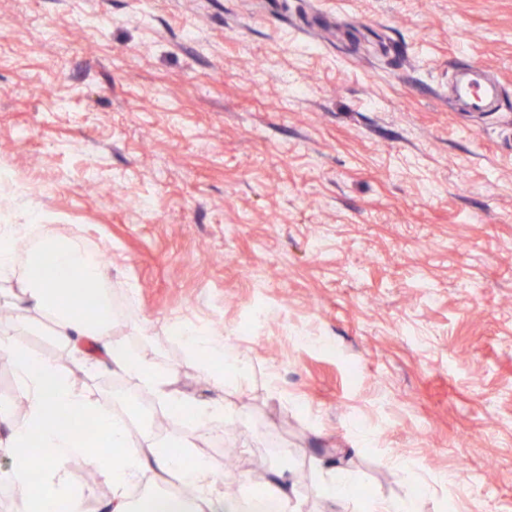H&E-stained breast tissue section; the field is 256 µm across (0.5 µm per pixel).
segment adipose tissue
Masks as SVG:
<instances>
[{"mask_svg":"<svg viewBox=\"0 0 512 512\" xmlns=\"http://www.w3.org/2000/svg\"><path fill=\"white\" fill-rule=\"evenodd\" d=\"M105 279L103 264L92 259L81 242L60 238L50 225H43L39 244L27 257L24 316L34 325L49 320L54 340L74 352L82 339L93 338L102 363L152 389L174 417H186L196 427H222L231 412L223 400L200 402L171 389L169 374L154 370L113 339ZM183 342L200 356L201 369L219 390L224 377L218 367L239 370L247 363L245 356L227 352L222 341L205 332L186 331ZM0 352L9 356L20 383L16 401L0 402V425L8 431L6 439H0V452L11 457L6 479L23 497L27 512H55L59 506L64 512H86L84 496L73 490L66 469L67 461L77 455L90 456L95 471L111 483L109 512H143L141 503L131 502L129 489L145 478L157 487L150 496L154 512H240L239 500L220 489L209 464L157 436H134L126 417L93 398L68 370L16 342L7 322L0 324ZM73 415L95 423L96 451L82 447L75 433L61 427V419ZM173 476L192 490L191 498L166 491Z\"/></svg>","mask_w":512,"mask_h":512,"instance_id":"adipose-tissue-1","label":"adipose tissue"}]
</instances>
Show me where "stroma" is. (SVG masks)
I'll return each instance as SVG.
<instances>
[{"instance_id":"obj_1","label":"stroma","mask_w":512,"mask_h":512,"mask_svg":"<svg viewBox=\"0 0 512 512\" xmlns=\"http://www.w3.org/2000/svg\"><path fill=\"white\" fill-rule=\"evenodd\" d=\"M477 63L498 111H451ZM3 224L107 253L113 337L232 405L165 437L237 497L229 440L303 504L330 463L353 512H512V0H0ZM177 318L245 373L216 390ZM16 331L143 430L137 380Z\"/></svg>"}]
</instances>
